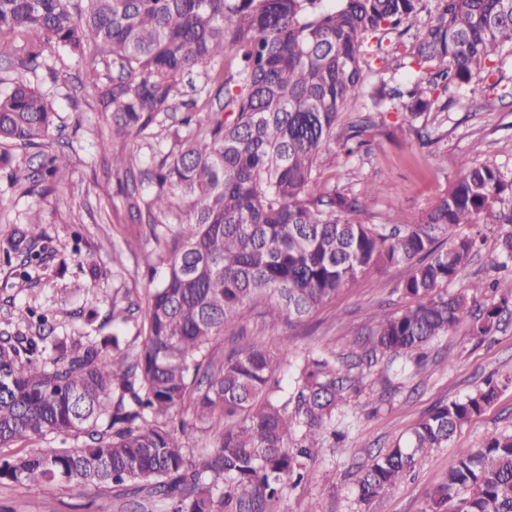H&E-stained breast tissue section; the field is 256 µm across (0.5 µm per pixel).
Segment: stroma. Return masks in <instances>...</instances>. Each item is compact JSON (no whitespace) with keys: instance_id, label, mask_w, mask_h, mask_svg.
<instances>
[{"instance_id":"35a3bbf8","label":"stroma","mask_w":512,"mask_h":512,"mask_svg":"<svg viewBox=\"0 0 512 512\" xmlns=\"http://www.w3.org/2000/svg\"><path fill=\"white\" fill-rule=\"evenodd\" d=\"M87 60L65 50L49 52L45 64L31 75L55 112L50 143L64 152L69 165L56 184L29 179L10 186L0 175V237L27 223L41 211L46 261L28 273L0 264V331L28 333L29 312L46 314L58 336H119L129 348L141 341L134 324L115 326L107 320L112 304L142 303L153 284L149 268L156 245L146 227L134 224L119 192V174L112 155L134 154L138 168L154 167L169 149L173 120L162 119L148 131L114 142L110 114L82 84ZM447 108L422 118L436 143L420 145L399 112L375 115L363 134L360 154L342 149L328 156L319 181L357 197L361 219L368 224H408L417 219L458 177L461 160L512 171V51L491 75L443 94ZM121 264H113V253ZM408 275L405 265L359 279L335 301L310 318L291 325L284 321L257 326L245 322L216 341L214 356L224 359L246 337L262 331L271 346L287 351L289 365L280 367L281 386L294 377L292 363L307 354L334 352L349 357L354 343L367 340L377 314L396 311L405 301L397 285ZM95 326H88V317ZM423 366L406 358H383L379 370L364 380L336 409V428L347 435L344 452L323 448L309 461V479L284 488L268 512H425L429 497L441 483L456 452L500 432L512 431V387L454 435L447 447L433 449L424 464L394 492L366 504L355 491L357 473L390 445L432 405L465 397L489 376L512 375V318L504 319L485 342L470 335L467 324L439 337L425 350ZM112 512H162V504L135 487L88 486L69 489L47 485L27 489L0 481V512H96L101 499Z\"/></svg>"}]
</instances>
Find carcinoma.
<instances>
[{"instance_id":"cac0c4a2","label":"carcinoma","mask_w":512,"mask_h":512,"mask_svg":"<svg viewBox=\"0 0 512 512\" xmlns=\"http://www.w3.org/2000/svg\"><path fill=\"white\" fill-rule=\"evenodd\" d=\"M0 0V46L36 71L51 48L89 50L116 70L101 93L112 136L142 133L183 109L173 143L152 169L124 172L133 221L157 245L161 282L138 307L112 303L107 321L134 322L142 346L45 334L0 335V447L72 435L77 445L0 457V480L25 487L139 485L171 512H266L285 485L300 484L309 450L322 445L363 361L336 366L328 352L295 365L289 389L276 372L285 355L254 335L217 364L215 341L248 319L302 321L356 280L406 264L407 305L383 313L372 354L404 357L469 320L479 340L512 316V281H477L458 291L480 241L461 225L499 226L500 256L512 259V176L469 161L414 223L366 224L359 201L334 188L312 194L325 153L361 151L370 112L397 111L413 125L438 107V93L490 74L512 49V0ZM232 53L234 71L206 75L174 105L178 83ZM408 78H384L389 60ZM349 106L362 113L341 128ZM51 102L22 80L0 89V145L35 150L37 178L53 183L67 165L46 150ZM10 185L31 177L0 152ZM171 218L160 224L157 215ZM45 236L30 218L0 243L6 263L42 260ZM499 384L432 407L356 479L361 502L393 491L434 448H443L495 402ZM192 419L178 418L185 403ZM216 437L196 453L198 432ZM428 512H512V432L458 449Z\"/></svg>"}]
</instances>
